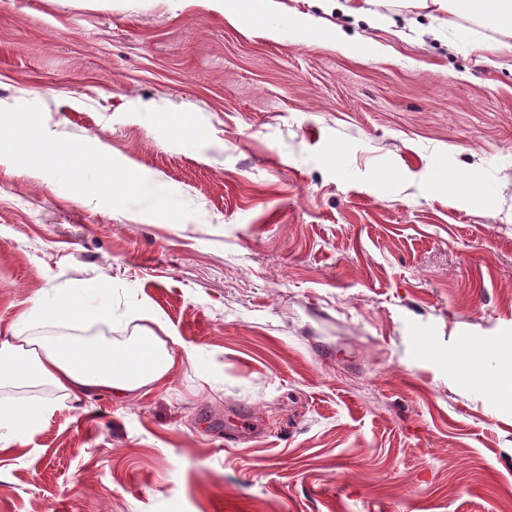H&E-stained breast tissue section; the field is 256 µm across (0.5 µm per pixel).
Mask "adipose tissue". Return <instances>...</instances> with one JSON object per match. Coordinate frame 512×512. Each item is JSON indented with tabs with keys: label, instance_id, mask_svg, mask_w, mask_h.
I'll list each match as a JSON object with an SVG mask.
<instances>
[{
	"label": "adipose tissue",
	"instance_id": "1",
	"mask_svg": "<svg viewBox=\"0 0 512 512\" xmlns=\"http://www.w3.org/2000/svg\"><path fill=\"white\" fill-rule=\"evenodd\" d=\"M34 147L39 150L41 167L54 171H79L87 158L84 145L50 144L34 131L23 140L0 135L1 159L25 154ZM28 314L48 324L107 323L112 319L111 307H87L84 297L75 291L56 295L50 304L35 297ZM137 319L132 336L112 343L86 342L76 336H28L23 329L14 328L12 336L0 340V384H46L74 402L100 390L126 400L161 388L194 359L196 350L172 331L157 334L149 312L138 313ZM50 408L47 402L0 400V427L8 429L12 437H22L40 424Z\"/></svg>",
	"mask_w": 512,
	"mask_h": 512
}]
</instances>
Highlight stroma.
Here are the masks:
<instances>
[{
  "mask_svg": "<svg viewBox=\"0 0 512 512\" xmlns=\"http://www.w3.org/2000/svg\"><path fill=\"white\" fill-rule=\"evenodd\" d=\"M383 12L274 0L267 38L210 0H0V120L168 204L0 162V336L87 288L84 335L145 305L196 350L124 402L0 386L52 405L0 512H512V37ZM329 2L325 6L330 10H336V13L341 15H351L355 17L365 18L370 21H389L390 18L380 14L376 9L366 7H376L379 2H386L384 0H363L360 3L359 0H319ZM344 1V2H341ZM366 5V6H365ZM124 191L127 195L147 200L154 208L165 210L167 206L164 187L157 181L142 182L136 179L127 183Z\"/></svg>",
  "mask_w": 512,
  "mask_h": 512,
  "instance_id": "stroma-1",
  "label": "stroma"
}]
</instances>
